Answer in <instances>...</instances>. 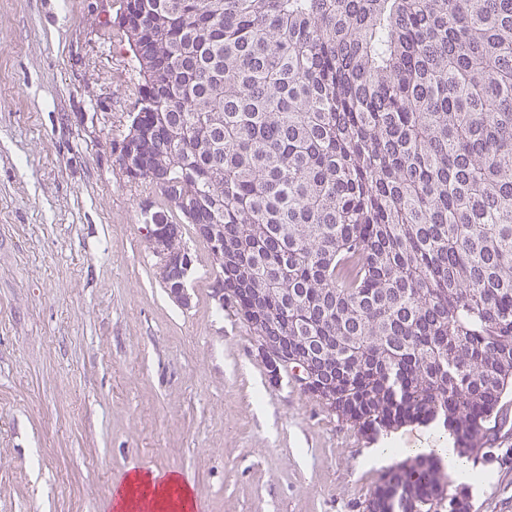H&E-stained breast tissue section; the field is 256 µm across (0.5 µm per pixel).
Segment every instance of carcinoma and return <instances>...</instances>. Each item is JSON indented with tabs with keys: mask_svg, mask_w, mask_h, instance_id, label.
<instances>
[{
	"mask_svg": "<svg viewBox=\"0 0 512 512\" xmlns=\"http://www.w3.org/2000/svg\"><path fill=\"white\" fill-rule=\"evenodd\" d=\"M113 35L139 75L113 149L160 194L164 287L183 225L237 242L207 249L219 307L336 344L329 411L512 464V0H129ZM277 274L286 309L251 293ZM395 502L472 512L434 455L358 508Z\"/></svg>",
	"mask_w": 512,
	"mask_h": 512,
	"instance_id": "cac0c4a2",
	"label": "carcinoma"
}]
</instances>
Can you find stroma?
Instances as JSON below:
<instances>
[{
    "label": "stroma",
    "mask_w": 512,
    "mask_h": 512,
    "mask_svg": "<svg viewBox=\"0 0 512 512\" xmlns=\"http://www.w3.org/2000/svg\"><path fill=\"white\" fill-rule=\"evenodd\" d=\"M118 7L0 0V512H106L134 470L202 512H358L372 438L270 382L193 229L190 303L154 276L159 194L112 149L138 82ZM486 473L473 512H512V464Z\"/></svg>",
    "instance_id": "stroma-1"
}]
</instances>
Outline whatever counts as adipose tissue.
<instances>
[{"label": "adipose tissue", "mask_w": 512, "mask_h": 512, "mask_svg": "<svg viewBox=\"0 0 512 512\" xmlns=\"http://www.w3.org/2000/svg\"><path fill=\"white\" fill-rule=\"evenodd\" d=\"M153 499L156 512H195L197 505L190 487L174 473L137 472L115 488L108 503L111 512H139L140 504Z\"/></svg>", "instance_id": "1"}]
</instances>
